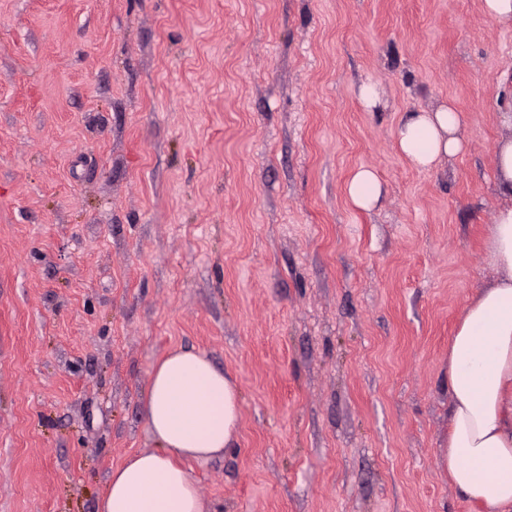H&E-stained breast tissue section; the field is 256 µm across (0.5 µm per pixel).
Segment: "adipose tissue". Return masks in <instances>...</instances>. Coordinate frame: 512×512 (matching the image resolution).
Wrapping results in <instances>:
<instances>
[{
  "mask_svg": "<svg viewBox=\"0 0 512 512\" xmlns=\"http://www.w3.org/2000/svg\"><path fill=\"white\" fill-rule=\"evenodd\" d=\"M462 116L441 104L405 114L403 157L434 170L461 153ZM503 205L488 226L485 257L498 274L466 305L448 347V441L439 462L484 512H512V139L496 148ZM144 415L160 442L115 467L99 512H209L181 461L224 454L238 440L240 392L204 353L176 349L153 367Z\"/></svg>",
  "mask_w": 512,
  "mask_h": 512,
  "instance_id": "ef3b65f1",
  "label": "adipose tissue"
}]
</instances>
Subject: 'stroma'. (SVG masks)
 I'll use <instances>...</instances> for the list:
<instances>
[{
	"label": "stroma",
	"mask_w": 512,
	"mask_h": 512,
	"mask_svg": "<svg viewBox=\"0 0 512 512\" xmlns=\"http://www.w3.org/2000/svg\"><path fill=\"white\" fill-rule=\"evenodd\" d=\"M505 70L482 0H0V512H98L175 348L241 392L184 463L213 512H480L438 455ZM446 101L466 147L416 169L396 125ZM346 194L350 203L362 210H372L380 201L382 185L370 168H359L350 177Z\"/></svg>",
	"instance_id": "obj_1"
}]
</instances>
